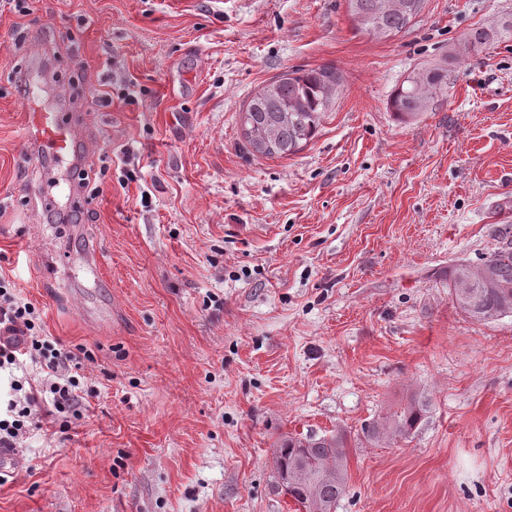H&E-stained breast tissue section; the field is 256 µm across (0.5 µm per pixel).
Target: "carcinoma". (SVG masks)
I'll return each mask as SVG.
<instances>
[{
	"instance_id": "obj_1",
	"label": "carcinoma",
	"mask_w": 512,
	"mask_h": 512,
	"mask_svg": "<svg viewBox=\"0 0 512 512\" xmlns=\"http://www.w3.org/2000/svg\"><path fill=\"white\" fill-rule=\"evenodd\" d=\"M360 28L375 37H387L407 29L422 12L425 0H348ZM498 37L493 30L476 28L448 46L442 61L421 72H412L395 88L389 106L402 120L427 111L420 96L429 89L430 99L448 93L452 64L477 53ZM341 76L335 68L322 66L308 71L283 73L255 93L242 110L243 137L255 155L285 157L298 152L315 135L323 112L332 103ZM493 247L476 260L448 267V292L453 303L471 320L488 324L512 316V224L493 226ZM489 262L493 282L487 284L467 275V267ZM424 407L412 402L381 422L364 425V436L378 441L387 436L408 438L422 419ZM275 462L289 469L306 463L307 479L288 486L295 504L316 501L326 512H336L346 488L344 437L301 439L289 437L274 449ZM336 466V478L323 480L319 474Z\"/></svg>"
}]
</instances>
